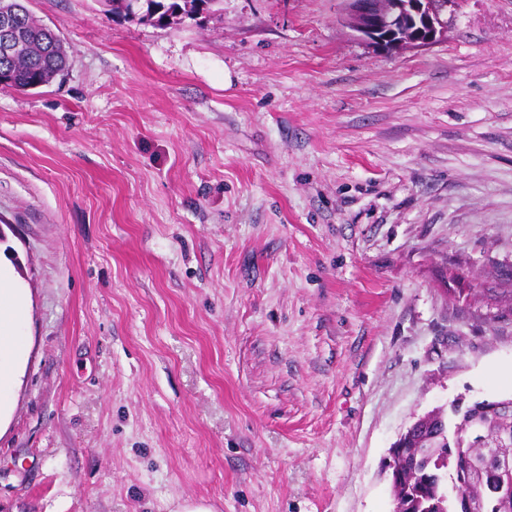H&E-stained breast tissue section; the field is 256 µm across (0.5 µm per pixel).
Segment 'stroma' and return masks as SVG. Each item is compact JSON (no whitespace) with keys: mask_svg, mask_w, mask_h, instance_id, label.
I'll return each mask as SVG.
<instances>
[{"mask_svg":"<svg viewBox=\"0 0 512 512\" xmlns=\"http://www.w3.org/2000/svg\"><path fill=\"white\" fill-rule=\"evenodd\" d=\"M24 4L69 67L0 88V512H393L411 423L512 398V0L394 51L344 0ZM141 1L105 0L106 4L112 7L110 9L112 14H124L125 16H133L131 14L135 15L138 11V14L136 15L142 14L141 17H146L147 19H152L155 16H158L159 21L168 20L169 18H174L177 16L187 17L189 15H199L206 9L204 6H208L216 2V0H173L168 4H165L162 0ZM163 7H165V11L154 15ZM25 295L15 288L9 271L0 263V428L12 413L8 400L18 388L26 366V343L17 334L19 315Z\"/></svg>","mask_w":512,"mask_h":512,"instance_id":"1","label":"stroma"}]
</instances>
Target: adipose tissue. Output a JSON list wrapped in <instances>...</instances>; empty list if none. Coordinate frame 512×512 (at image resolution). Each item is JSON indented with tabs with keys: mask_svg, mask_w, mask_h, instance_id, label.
Segmentation results:
<instances>
[{
	"mask_svg": "<svg viewBox=\"0 0 512 512\" xmlns=\"http://www.w3.org/2000/svg\"><path fill=\"white\" fill-rule=\"evenodd\" d=\"M25 302L23 292L15 288L9 271L0 269V427L11 416L10 399L26 366V343L17 333Z\"/></svg>",
	"mask_w": 512,
	"mask_h": 512,
	"instance_id": "1",
	"label": "adipose tissue"
}]
</instances>
